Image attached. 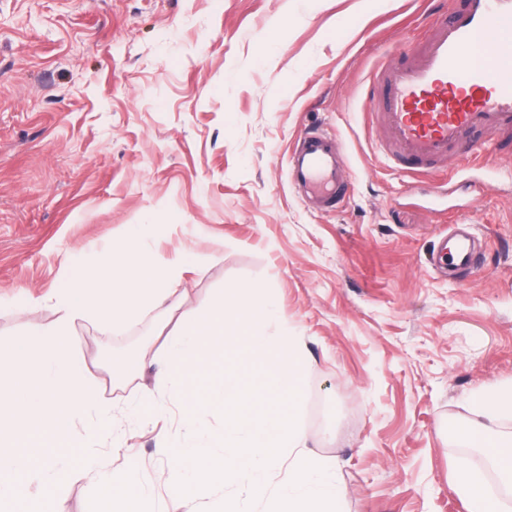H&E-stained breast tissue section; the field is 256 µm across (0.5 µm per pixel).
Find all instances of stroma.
I'll return each mask as SVG.
<instances>
[{
	"mask_svg": "<svg viewBox=\"0 0 512 512\" xmlns=\"http://www.w3.org/2000/svg\"><path fill=\"white\" fill-rule=\"evenodd\" d=\"M463 0H0V339L56 318L55 288L108 244L150 225L158 261L205 256L173 297L112 331L80 321L73 350L111 414L67 474L56 512H100L81 469H138L149 512H203L156 479L182 446L181 409L154 366L112 375L113 350L153 357L161 330L225 290L260 285L269 345L302 337L299 414L342 491L341 512H467L454 489L480 455L454 430L471 396L512 381V139L447 176L407 173L367 115L371 71L394 63ZM335 134L347 197L324 211L293 185L305 129ZM467 220L478 264L437 251Z\"/></svg>",
	"mask_w": 512,
	"mask_h": 512,
	"instance_id": "1",
	"label": "stroma"
}]
</instances>
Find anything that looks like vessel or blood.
<instances>
[{"mask_svg":"<svg viewBox=\"0 0 512 512\" xmlns=\"http://www.w3.org/2000/svg\"><path fill=\"white\" fill-rule=\"evenodd\" d=\"M509 36L512 0H464L422 42L407 46L403 63L373 74L383 91L367 107L392 164L409 172L445 167L452 157L466 164L495 138L512 134V52L503 48ZM290 166L296 184L324 209L343 201L345 157L335 135L306 130ZM443 251L452 270L478 262L464 234L450 237Z\"/></svg>","mask_w":512,"mask_h":512,"instance_id":"obj_1","label":"vessel or blood"}]
</instances>
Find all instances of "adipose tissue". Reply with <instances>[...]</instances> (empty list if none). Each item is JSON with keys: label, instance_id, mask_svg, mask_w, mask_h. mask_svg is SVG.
Masks as SVG:
<instances>
[{"label": "adipose tissue", "instance_id": "adipose-tissue-1", "mask_svg": "<svg viewBox=\"0 0 512 512\" xmlns=\"http://www.w3.org/2000/svg\"><path fill=\"white\" fill-rule=\"evenodd\" d=\"M472 404L479 420L459 426L455 436L469 448L484 449L488 466L460 464L456 486L467 501L468 512H512V433L499 431L501 417L512 415V382L487 393L475 394ZM84 467L98 471L94 458H87ZM500 480L499 491H492L489 473ZM99 480L109 491L102 512H147L143 500L130 497L129 489L139 483L137 470L129 469L115 475L98 471Z\"/></svg>", "mask_w": 512, "mask_h": 512}]
</instances>
